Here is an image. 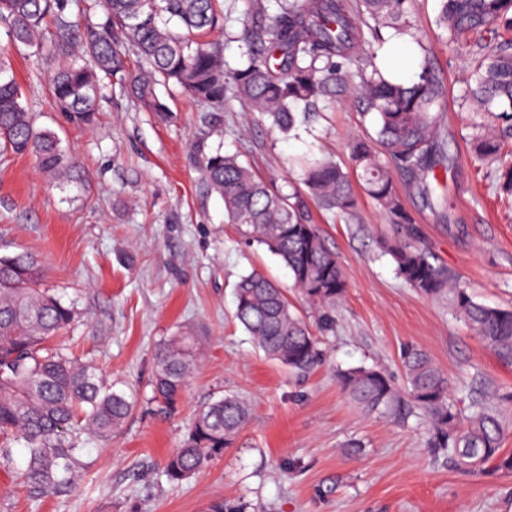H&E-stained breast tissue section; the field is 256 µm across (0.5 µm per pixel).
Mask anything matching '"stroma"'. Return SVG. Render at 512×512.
<instances>
[{
  "instance_id": "35a3bbf8",
  "label": "stroma",
  "mask_w": 512,
  "mask_h": 512,
  "mask_svg": "<svg viewBox=\"0 0 512 512\" xmlns=\"http://www.w3.org/2000/svg\"><path fill=\"white\" fill-rule=\"evenodd\" d=\"M250 0H225L224 58L245 64L240 18ZM440 0H415L414 20L434 53L448 102L439 123L453 156L447 170L449 221L413 198L420 243L457 275L476 301L512 308V196L499 193L494 164L477 160L467 139L475 115L459 95L476 52L440 38ZM18 79L23 102L39 126L57 133L85 171L81 186L61 190L38 171L34 157L0 155V253L28 252L43 265L44 284L81 318L66 332L73 351L106 373L136 401L132 416L109 442L85 438V460L74 486L29 498L11 469L0 466V512H206L216 500L246 512H512V473L458 470L436 448L428 416L410 406L402 415H368L336 379L340 369L376 366L404 386L406 347L426 350L448 378L462 415L495 410L510 431L512 360L497 357L449 312L398 277L380 242L400 236L369 197L348 224L313 210L315 224L343 270L344 301L332 329L321 333L325 359L306 374L255 350L235 320L233 288L259 270L290 286L287 269L261 247L241 240L224 221V203L208 192L190 161V134L206 109L180 92L159 89L170 111L139 107L127 88L113 86L87 129L59 112L50 66H36L0 48ZM358 103L348 99L284 135L267 121H244L239 103L224 110L209 149L240 155L283 192L301 188L297 158L333 156L350 170L352 137L373 134ZM203 337L199 368L177 413L151 400L156 355L170 336ZM225 393L244 399L251 419L223 457L179 483L163 472L193 413Z\"/></svg>"
}]
</instances>
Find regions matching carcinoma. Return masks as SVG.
I'll list each match as a JSON object with an SVG mask.
<instances>
[{
	"label": "carcinoma",
	"mask_w": 512,
	"mask_h": 512,
	"mask_svg": "<svg viewBox=\"0 0 512 512\" xmlns=\"http://www.w3.org/2000/svg\"><path fill=\"white\" fill-rule=\"evenodd\" d=\"M251 0L242 20L246 64L231 68L222 43L210 35L224 29V0H0V22L11 44L43 65L58 61L51 89L57 109L91 126L106 83L129 84L143 107L161 115L168 105L158 86L173 84L200 105L220 112L232 101L288 133L298 116L319 111L336 96L354 98L370 118L374 135L350 144L353 173L331 156L301 163L303 192L284 194L236 154L206 151L210 122L193 135L192 158L210 193L224 202L227 223L247 243H256L288 269L292 288L317 313L321 329L346 295L335 254L310 222L307 200L350 224L359 209L354 184L378 204L390 224L414 231L408 199L419 197L440 209L439 173L450 161L438 130L437 110L444 88L436 76L432 50L413 20V0ZM386 44L401 39L417 54L418 71L409 82L388 79L370 61L371 72H352L363 50L360 25ZM438 27L454 43L471 33L486 36L466 84L465 99L481 117L474 124L472 149L499 163L503 190L512 193V160L503 158L512 135V42L497 41L512 30V0H441ZM0 51V149L31 155L56 186L79 183L77 162L58 135L37 125L22 103V92ZM139 68L127 78L126 57ZM398 275L418 293L439 298L486 347L512 359V309L474 300L416 237L383 242ZM42 271L26 252L0 255V464L16 469L28 495L39 499L68 491L84 467L82 435L109 441L131 415L135 401L115 389L93 365L63 347L48 344L73 323L77 310L40 287ZM234 317L263 353L295 372H308L324 356L310 323L287 290L258 271L235 287ZM202 358L199 337L183 332L163 343L153 374L154 398L178 408ZM408 400L426 411L436 445L467 470L512 472V453L499 416L479 408L460 420L448 398V380L422 349L403 357ZM338 382L367 414H395L403 399L392 378L366 366L343 370ZM250 418L248 405L225 394L194 415L182 444L167 459L171 480H185L224 454ZM19 442L21 463L12 445Z\"/></svg>",
	"instance_id": "1"
}]
</instances>
